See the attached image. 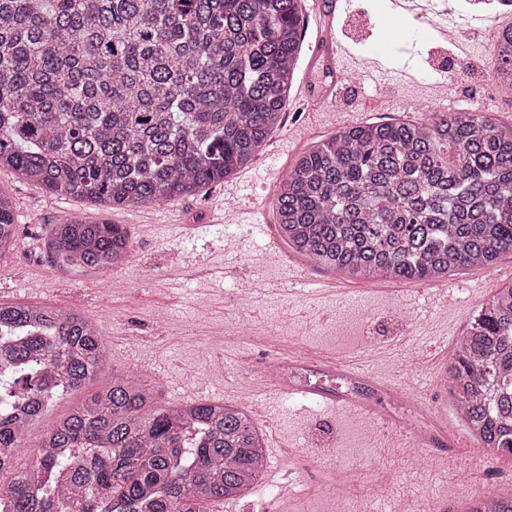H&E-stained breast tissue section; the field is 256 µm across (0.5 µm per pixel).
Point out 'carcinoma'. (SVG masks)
<instances>
[{"label": "carcinoma", "mask_w": 512, "mask_h": 512, "mask_svg": "<svg viewBox=\"0 0 512 512\" xmlns=\"http://www.w3.org/2000/svg\"><path fill=\"white\" fill-rule=\"evenodd\" d=\"M301 0H0V168L51 195L157 207L247 166L283 124ZM495 76L512 86V27ZM283 241L352 276L433 281L512 252V126L484 112L364 122L300 154L279 183ZM16 239L0 190V250ZM47 248L60 264L127 261V230L71 216ZM106 361L75 308L0 303V500L11 512H209L260 481L266 448L245 407L157 406L112 378L14 464L45 406ZM451 400L488 455L512 454V285L460 337Z\"/></svg>", "instance_id": "carcinoma-1"}]
</instances>
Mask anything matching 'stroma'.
Returning a JSON list of instances; mask_svg holds the SVG:
<instances>
[{
    "label": "stroma",
    "instance_id": "35a3bbf8",
    "mask_svg": "<svg viewBox=\"0 0 512 512\" xmlns=\"http://www.w3.org/2000/svg\"><path fill=\"white\" fill-rule=\"evenodd\" d=\"M352 10L350 30L371 25L355 43L359 52L380 50L393 59L413 61L427 80L440 71L464 72V80L436 103L387 78L354 74L344 79L334 112L289 99L286 122L269 136L280 152L255 160L232 178L244 208L235 224L224 223L220 185L157 208L100 214L85 201L42 193L12 171H0V188L13 198L17 224L15 246L0 251V302L75 305L105 335L107 359L97 377L48 406L37 429L49 427L116 374L155 386L164 406L185 403L189 385L196 389L195 400L230 401V394L209 382L214 362L223 361L227 382L242 388L248 384V368L264 363L275 343L362 368L370 383L378 385L384 410L396 417H404L407 397L421 395L457 458L480 463L479 450L447 390L430 385L428 373L411 376L404 357L413 348L431 357L453 351L470 316L497 288L512 283V253L503 254L491 269H459L439 279V286L457 289L458 304L447 315H432L422 334L411 330L394 303L426 305L424 283L378 284L327 272L287 248L282 263L264 260L267 239L277 232L278 182L301 152L336 131L365 121L421 119L433 107L475 104L496 121L512 123V93L492 81V45L486 36L467 39L462 51L452 44L437 50L425 34L413 33L412 20L390 11L389 0H353ZM74 213L124 225L132 243L128 261L94 275L60 269L45 239L52 225ZM146 224L155 225V232L144 233ZM291 275L335 282L336 292L304 302L284 293L245 296L239 289L245 282L260 286ZM255 425L263 436L282 437L288 446L301 449L291 512H333L321 493L328 480L353 496L378 490L382 512L407 500L422 512L427 502L419 489L464 480L456 466L430 461L419 467L413 455L387 454L360 415L316 399L284 396L277 414ZM326 448L336 451L329 465L322 459Z\"/></svg>",
    "mask_w": 512,
    "mask_h": 512
}]
</instances>
